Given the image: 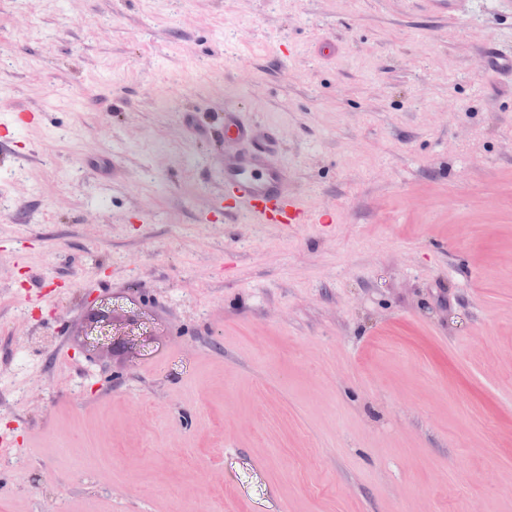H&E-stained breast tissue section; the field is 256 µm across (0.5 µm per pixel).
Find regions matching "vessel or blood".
I'll return each instance as SVG.
<instances>
[{"label":"vessel or blood","mask_w":512,"mask_h":512,"mask_svg":"<svg viewBox=\"0 0 512 512\" xmlns=\"http://www.w3.org/2000/svg\"><path fill=\"white\" fill-rule=\"evenodd\" d=\"M486 67L512 73V50L486 45L481 51ZM39 113L16 112L0 121V165L23 154L15 130L38 122ZM224 134L234 148L222 151L216 166L231 203L216 199L213 207L225 217L240 215L256 218L263 224H308L311 212L292 188V178L282 159V141L277 132L246 119L237 109L224 110Z\"/></svg>","instance_id":"b4317fda"}]
</instances>
